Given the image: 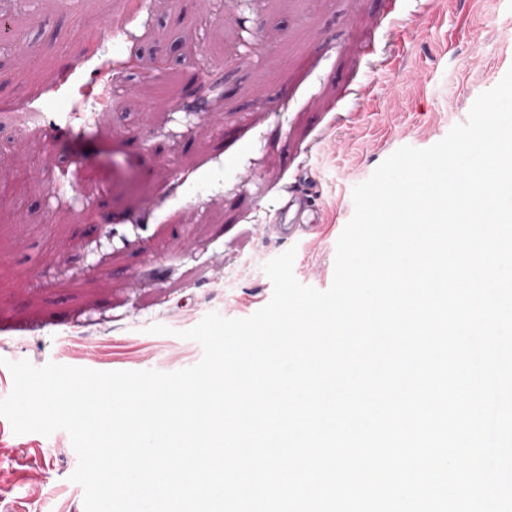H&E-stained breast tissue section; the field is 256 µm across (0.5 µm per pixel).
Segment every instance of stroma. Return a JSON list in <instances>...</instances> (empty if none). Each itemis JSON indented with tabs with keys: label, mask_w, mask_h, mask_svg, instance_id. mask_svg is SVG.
Returning <instances> with one entry per match:
<instances>
[{
	"label": "stroma",
	"mask_w": 512,
	"mask_h": 512,
	"mask_svg": "<svg viewBox=\"0 0 512 512\" xmlns=\"http://www.w3.org/2000/svg\"><path fill=\"white\" fill-rule=\"evenodd\" d=\"M114 15L142 59L103 30ZM1 16L0 398L11 361L195 365L179 331L265 306L263 266L290 248L296 279L328 289L353 188L512 69V0H0ZM172 47L189 60L157 74ZM292 186L320 227L285 240L265 227ZM76 466L67 432L0 417V512H85Z\"/></svg>",
	"instance_id": "1"
}]
</instances>
